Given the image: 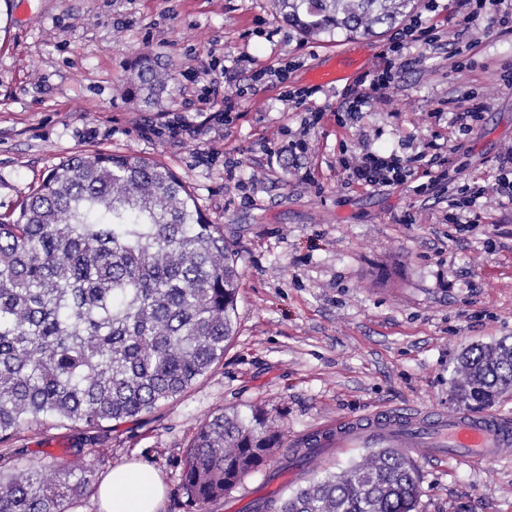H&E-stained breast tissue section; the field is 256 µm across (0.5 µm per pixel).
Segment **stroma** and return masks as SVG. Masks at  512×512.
<instances>
[{
    "label": "stroma",
    "instance_id": "obj_1",
    "mask_svg": "<svg viewBox=\"0 0 512 512\" xmlns=\"http://www.w3.org/2000/svg\"><path fill=\"white\" fill-rule=\"evenodd\" d=\"M503 6L471 17L461 0L433 19L437 46L411 44L387 101L351 117L344 95L382 64L391 32L347 39L359 59L348 81L313 90L325 44L301 40L269 0H0V214L53 166L83 150L132 152L183 181L206 220L224 227L240 271L236 332L224 357L152 412L98 431L42 419L0 444V456L66 461L81 447L96 476L122 461L151 465L165 485L159 512H189L180 474L199 424L235 410L264 413L281 448L242 485L262 490L293 442L319 424L376 407L455 410L451 378L469 346L512 338V202L479 199L478 223L456 230L448 198L492 186L512 150V33ZM170 64L157 111L116 96L141 50ZM262 66L287 67L286 83ZM306 90L304 104L285 89ZM235 110L223 116L222 95ZM485 109L472 132L451 120ZM442 144L434 184L364 189L342 158L409 157ZM343 448L279 484L359 460ZM416 512H512V459L417 462Z\"/></svg>",
    "mask_w": 512,
    "mask_h": 512
}]
</instances>
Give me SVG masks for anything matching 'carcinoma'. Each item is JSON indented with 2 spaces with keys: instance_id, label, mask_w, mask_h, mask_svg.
Returning a JSON list of instances; mask_svg holds the SVG:
<instances>
[{
  "instance_id": "1",
  "label": "carcinoma",
  "mask_w": 512,
  "mask_h": 512,
  "mask_svg": "<svg viewBox=\"0 0 512 512\" xmlns=\"http://www.w3.org/2000/svg\"><path fill=\"white\" fill-rule=\"evenodd\" d=\"M411 0H271L305 38L374 35ZM123 91L161 105L171 80L139 53ZM239 287L224 226L210 224L180 178L135 153L84 150L57 164L0 217V442L52 417L89 428L149 413L182 393L233 336ZM512 392V341L467 349L453 396L488 405ZM278 444L259 412L198 426L181 489L199 509L230 494ZM94 485L91 465L40 462L0 482V512H68ZM415 468L397 448L315 477L256 512H415Z\"/></svg>"
}]
</instances>
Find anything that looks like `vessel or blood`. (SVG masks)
<instances>
[{"instance_id": "b4317fda", "label": "vessel or blood", "mask_w": 512, "mask_h": 512, "mask_svg": "<svg viewBox=\"0 0 512 512\" xmlns=\"http://www.w3.org/2000/svg\"><path fill=\"white\" fill-rule=\"evenodd\" d=\"M329 58L328 68L314 71V84L333 86L343 81L347 69L344 57L333 50ZM313 434L322 448L382 443L409 449L430 461L494 463L512 458V416L466 408L445 414L381 407L363 416L324 424L314 429Z\"/></svg>"}]
</instances>
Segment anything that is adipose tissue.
<instances>
[{
    "instance_id": "adipose-tissue-1",
    "label": "adipose tissue",
    "mask_w": 512,
    "mask_h": 512,
    "mask_svg": "<svg viewBox=\"0 0 512 512\" xmlns=\"http://www.w3.org/2000/svg\"><path fill=\"white\" fill-rule=\"evenodd\" d=\"M163 497L155 470L137 462L116 464L96 489L99 512H157Z\"/></svg>"
}]
</instances>
